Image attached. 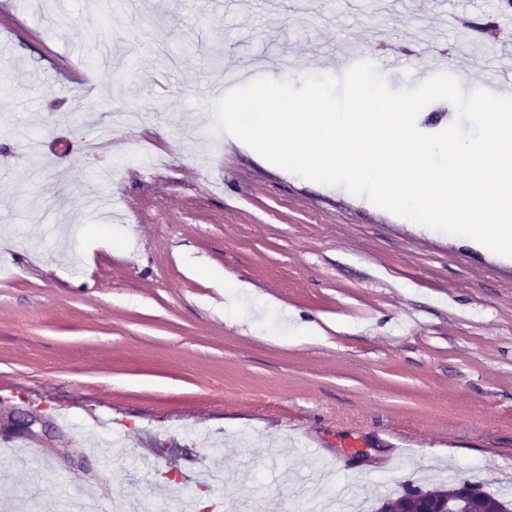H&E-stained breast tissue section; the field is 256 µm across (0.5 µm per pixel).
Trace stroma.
Instances as JSON below:
<instances>
[{
  "label": "stroma",
  "instance_id": "35a3bbf8",
  "mask_svg": "<svg viewBox=\"0 0 512 512\" xmlns=\"http://www.w3.org/2000/svg\"><path fill=\"white\" fill-rule=\"evenodd\" d=\"M268 2L0 0V438L38 421L0 447V512H307L318 469L325 512L450 473L512 499V261L274 165L205 94L227 62L333 73L371 33L439 40L477 90L460 32L486 58L512 20ZM33 436L58 468L12 478Z\"/></svg>",
  "mask_w": 512,
  "mask_h": 512
}]
</instances>
